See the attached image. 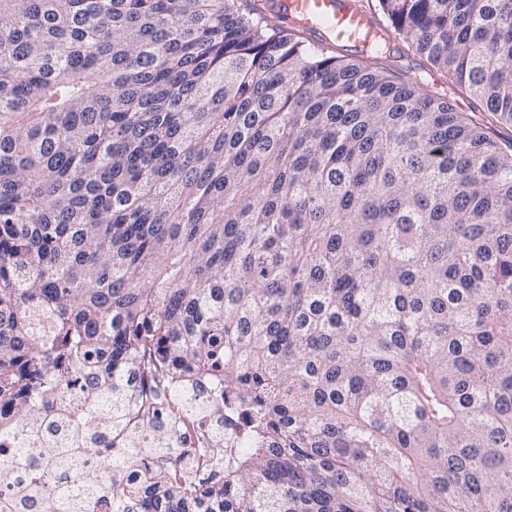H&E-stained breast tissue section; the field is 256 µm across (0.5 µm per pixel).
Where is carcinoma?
<instances>
[{
	"mask_svg": "<svg viewBox=\"0 0 512 512\" xmlns=\"http://www.w3.org/2000/svg\"><path fill=\"white\" fill-rule=\"evenodd\" d=\"M247 3L0 0V402L154 347L252 447L123 512H512V144ZM379 3L512 124V0Z\"/></svg>",
	"mask_w": 512,
	"mask_h": 512,
	"instance_id": "cac0c4a2",
	"label": "carcinoma"
}]
</instances>
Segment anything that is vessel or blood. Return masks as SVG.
<instances>
[{
    "instance_id": "1",
    "label": "vessel or blood",
    "mask_w": 512,
    "mask_h": 512,
    "mask_svg": "<svg viewBox=\"0 0 512 512\" xmlns=\"http://www.w3.org/2000/svg\"><path fill=\"white\" fill-rule=\"evenodd\" d=\"M272 10L322 40L363 45L372 30L370 17L353 0H270Z\"/></svg>"
}]
</instances>
